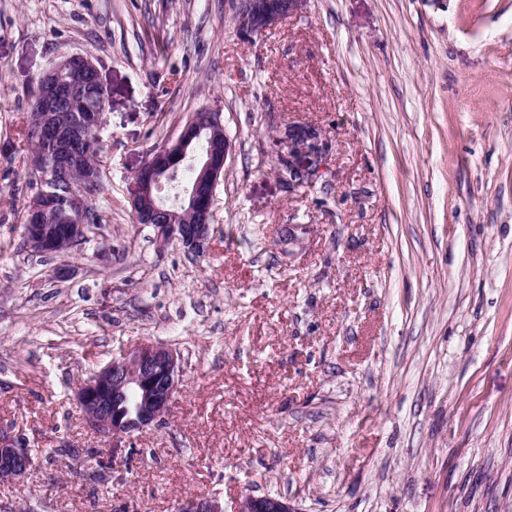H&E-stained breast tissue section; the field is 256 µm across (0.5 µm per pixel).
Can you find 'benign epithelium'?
<instances>
[{"label":"benign epithelium","instance_id":"obj_1","mask_svg":"<svg viewBox=\"0 0 512 512\" xmlns=\"http://www.w3.org/2000/svg\"><path fill=\"white\" fill-rule=\"evenodd\" d=\"M302 0H231L233 19H241L237 30L259 34L287 18ZM78 72L99 75L92 59L82 54L63 57L36 82L33 104L41 133L37 154L27 165L40 184L39 193L26 205L23 239L30 250L58 254L65 242L82 243L89 231L83 217L91 195L102 184V169L89 163L91 146L102 143L99 131L105 117L90 110L77 94ZM220 117L209 112L196 114L186 122L178 137L151 151L135 173L137 191L131 201L133 220L153 228L155 243L165 248L173 243L188 254L199 256L208 247L216 187L224 176L231 154V141L217 130ZM277 155L281 169L300 175L303 186H315L323 174L326 143L321 131L305 123L288 126L279 139ZM191 160L193 182L182 191L165 217H159L158 202L165 186L178 177L186 160ZM60 173L74 180L68 194L54 192ZM180 381L179 355L162 343L138 345L119 360L91 373L75 395L85 422L100 437L131 436L157 425L171 413ZM35 471L31 448L23 434L8 424L0 425V477L16 481ZM177 512H224L217 496L182 499ZM234 512H295L288 499L272 495H248Z\"/></svg>","mask_w":512,"mask_h":512}]
</instances>
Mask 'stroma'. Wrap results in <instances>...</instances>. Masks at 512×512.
Returning <instances> with one entry per match:
<instances>
[{
    "label": "stroma",
    "instance_id": "stroma-1",
    "mask_svg": "<svg viewBox=\"0 0 512 512\" xmlns=\"http://www.w3.org/2000/svg\"><path fill=\"white\" fill-rule=\"evenodd\" d=\"M77 53L109 95L100 221L48 256L22 131ZM197 112L232 142L200 258L130 207ZM294 120L327 141L296 191ZM145 342L180 354L172 413L104 440L77 388ZM1 422L36 470L0 512H512V0H305L252 36L228 0H0ZM323 140L321 131L314 125L298 123L288 126L285 137L279 139L277 160L281 169L288 168L287 175L290 171L300 175L297 181L288 177L289 188H298V181H303V188H311L322 177L326 148ZM179 512H224V504L217 496H190L182 499L176 507ZM226 512V511H225ZM233 512H295V509L288 499L267 494L244 497Z\"/></svg>",
    "mask_w": 512,
    "mask_h": 512
}]
</instances>
